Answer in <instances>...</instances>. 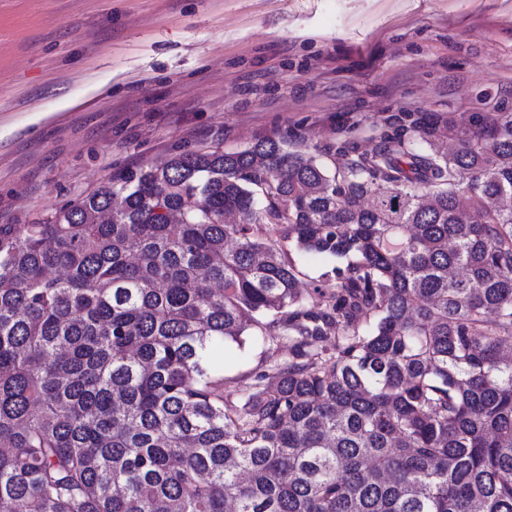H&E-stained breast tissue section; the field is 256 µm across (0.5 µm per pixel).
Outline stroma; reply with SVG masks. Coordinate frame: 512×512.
<instances>
[{"label":"stroma","instance_id":"1","mask_svg":"<svg viewBox=\"0 0 512 512\" xmlns=\"http://www.w3.org/2000/svg\"><path fill=\"white\" fill-rule=\"evenodd\" d=\"M404 113H512V0H0V224L181 149L275 136L326 163ZM287 354L251 336L224 375Z\"/></svg>","mask_w":512,"mask_h":512}]
</instances>
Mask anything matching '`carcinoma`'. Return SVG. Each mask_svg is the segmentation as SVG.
<instances>
[{
    "label": "carcinoma",
    "mask_w": 512,
    "mask_h": 512,
    "mask_svg": "<svg viewBox=\"0 0 512 512\" xmlns=\"http://www.w3.org/2000/svg\"><path fill=\"white\" fill-rule=\"evenodd\" d=\"M509 338L512 114L181 150L0 225V512H512ZM299 263L309 277H317L326 270L331 269L335 264L334 260L314 254H302L299 258ZM309 277L302 278L301 288H306L305 283L310 280ZM287 354L285 344L273 336H266L264 340L249 336L242 349L235 344L226 345L223 354L224 383L227 378H233L235 383L224 384V389L247 390L256 375L281 362Z\"/></svg>",
    "instance_id": "obj_1"
}]
</instances>
